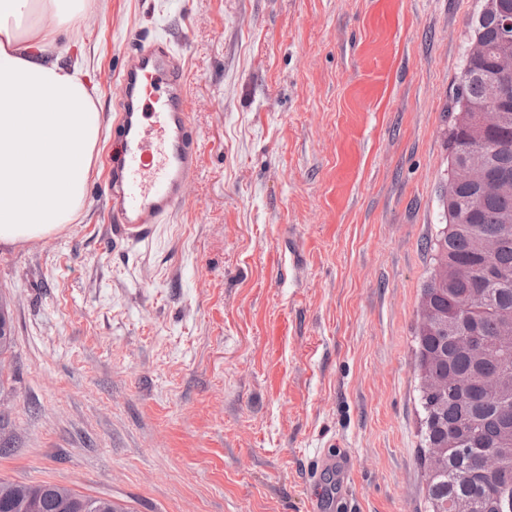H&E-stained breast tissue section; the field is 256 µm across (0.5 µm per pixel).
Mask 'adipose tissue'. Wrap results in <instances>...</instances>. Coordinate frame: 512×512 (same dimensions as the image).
I'll list each match as a JSON object with an SVG mask.
<instances>
[{
	"label": "adipose tissue",
	"mask_w": 512,
	"mask_h": 512,
	"mask_svg": "<svg viewBox=\"0 0 512 512\" xmlns=\"http://www.w3.org/2000/svg\"><path fill=\"white\" fill-rule=\"evenodd\" d=\"M86 0H0V241L51 234L80 211L100 134L83 67L61 38Z\"/></svg>",
	"instance_id": "ef3b65f1"
}]
</instances>
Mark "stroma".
<instances>
[{"instance_id": "stroma-1", "label": "stroma", "mask_w": 512, "mask_h": 512, "mask_svg": "<svg viewBox=\"0 0 512 512\" xmlns=\"http://www.w3.org/2000/svg\"><path fill=\"white\" fill-rule=\"evenodd\" d=\"M483 5L90 0L68 55L101 116L84 205L0 243V478L124 512H312L332 491L335 512H428L415 327ZM137 34L182 53L200 164L167 223L121 241L107 169ZM341 448L351 470L313 484ZM12 323L5 301L0 302V371L3 369L5 355L10 353L14 345Z\"/></svg>"}]
</instances>
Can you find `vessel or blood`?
I'll return each instance as SVG.
<instances>
[{
	"mask_svg": "<svg viewBox=\"0 0 512 512\" xmlns=\"http://www.w3.org/2000/svg\"><path fill=\"white\" fill-rule=\"evenodd\" d=\"M119 80L107 215L118 235L140 238L185 204L199 138L182 57L168 41L132 39Z\"/></svg>",
	"mask_w": 512,
	"mask_h": 512,
	"instance_id": "obj_1",
	"label": "vessel or blood"
}]
</instances>
